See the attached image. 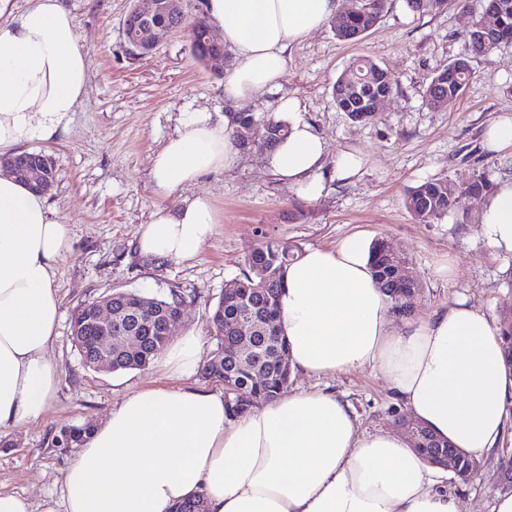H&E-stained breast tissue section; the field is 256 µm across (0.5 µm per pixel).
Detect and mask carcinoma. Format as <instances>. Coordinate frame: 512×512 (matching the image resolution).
Instances as JSON below:
<instances>
[{"label":"carcinoma","mask_w":512,"mask_h":512,"mask_svg":"<svg viewBox=\"0 0 512 512\" xmlns=\"http://www.w3.org/2000/svg\"><path fill=\"white\" fill-rule=\"evenodd\" d=\"M487 4L493 7L498 21L506 26L512 33V0H487ZM385 7V0H360L358 6L351 12L332 19L336 36L343 41L357 40L356 34H364L371 30L378 22ZM459 60L455 59L445 68L438 71L432 78L426 97L431 100L429 107L433 109H444L455 104L468 85L472 72L469 67L458 66ZM372 73L377 87L392 91L394 88L393 79L379 68L373 60L367 57H357L343 70L334 85V97L337 107L352 115L356 122L360 118L355 116L358 97L356 89L352 87L351 80L361 73ZM251 131V141L255 146L266 150L273 148L280 143L287 132V127L276 121L273 117L256 118L249 112H242L236 120L235 136L238 137L240 145L244 146L248 141L241 137V133ZM488 188L486 175H476L465 190H460L446 180L427 182L413 189L406 198V206L412 216L420 223L428 224L458 208L465 195L481 193ZM383 241L378 239L374 242L373 267L374 277L377 285L387 294L395 291L403 292L405 284L397 283L391 279L389 265L382 251ZM285 252H292L288 245L276 242H267L258 247L252 248L246 258V270L239 280L253 284L262 289L264 300L277 304L279 290L284 284L285 270L281 268V255ZM224 306V296H219L218 301L209 316L212 327V336L217 342V347L225 345L235 346L237 342L233 339L224 338V331L217 326L216 318ZM89 304L84 303L77 306L71 315L70 332L79 353L90 349V341L80 331V325L86 319ZM503 340L504 353L508 368H512V315L504 313L503 319ZM168 344L163 339L148 345L151 355L148 357L136 356L124 358V363L119 370L126 371L139 369L155 360L158 354ZM280 345L267 344L263 346L262 357V378L251 382L239 394L231 396L230 405L235 413H241L255 402H269L288 388L287 379L279 373Z\"/></svg>","instance_id":"cac0c4a2"}]
</instances>
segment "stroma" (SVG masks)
<instances>
[{"instance_id":"obj_1","label":"stroma","mask_w":512,"mask_h":512,"mask_svg":"<svg viewBox=\"0 0 512 512\" xmlns=\"http://www.w3.org/2000/svg\"><path fill=\"white\" fill-rule=\"evenodd\" d=\"M62 4L88 54V92L67 134L26 146L52 156L56 180L48 203L72 235L70 251L55 266L62 316L48 358L58 384L41 419L0 435V492L26 496L36 505L59 498L62 477L78 450L56 447L54 435L101 423L137 389L171 385L156 362L123 372L84 365L70 335L71 311L112 290L182 295V328L202 336L205 361L216 348L209 311L225 284L240 276L247 252L269 241L302 252L335 248L354 233L385 239L419 277L416 318L459 298L496 322L512 306V253L491 246L477 219V197H465L460 209L429 224L417 222L405 206L408 193L431 180L463 189L479 173L493 185L512 178V153L491 151L483 140L494 117L512 113V43L475 56L466 38L484 0H469L464 7L449 0L444 8L420 13L407 0H387L376 27L359 41H342L326 25L294 44L281 90L260 94L243 109L270 116L280 96L300 101L301 118L326 144L323 196L302 198L266 168L262 149L242 150L231 169L206 172L190 187V194L211 199L217 226L206 247L185 260L145 257L137 250L140 227L155 208L176 204L155 193L151 159L188 116L223 117L224 78L193 57L184 29L168 34L150 57L132 56L122 23L134 0ZM361 56L375 60L396 86L375 119L356 123L337 108L333 86ZM459 57L468 58L472 70L462 97L450 109H430L426 90L432 77ZM345 151L360 154L364 164L356 176L340 180L334 168ZM290 385L336 393L350 403L364 429L395 431L409 416L382 373L370 366L300 376ZM510 453L512 420L499 448L480 460L469 482L444 472L442 481L461 500L463 512H490L497 497L512 490L501 474V461Z\"/></svg>"}]
</instances>
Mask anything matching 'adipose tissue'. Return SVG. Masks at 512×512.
<instances>
[{"mask_svg":"<svg viewBox=\"0 0 512 512\" xmlns=\"http://www.w3.org/2000/svg\"><path fill=\"white\" fill-rule=\"evenodd\" d=\"M338 0H207L234 66L224 79L221 123L186 119L152 161L156 193L177 196L142 225L138 251L188 259L215 232L209 197H186L204 173L238 157L235 118L258 94L279 88L291 45L320 29ZM89 83L87 54L60 0H30L0 25V157L66 132ZM281 98L275 119L289 133L265 156L279 179L322 197L323 138ZM492 245L512 252V180L487 195L479 217ZM71 248L69 225L43 193L0 173V433L39 419L58 381L47 353L57 337V260ZM280 331L292 373L329 375L379 367L413 419L479 458L496 449L512 415V373L501 329L454 301L425 318L394 322L375 284L371 244L353 234L335 248L308 249L279 293ZM201 338L165 347L162 365L184 383L152 386L113 406L87 435L62 478L60 499L42 512H174L203 499L206 512H461L434 469L403 433L361 428L351 406L323 389L298 388L235 416L223 392L188 385Z\"/></svg>","mask_w":512,"mask_h":512,"instance_id":"adipose-tissue-1","label":"adipose tissue"}]
</instances>
